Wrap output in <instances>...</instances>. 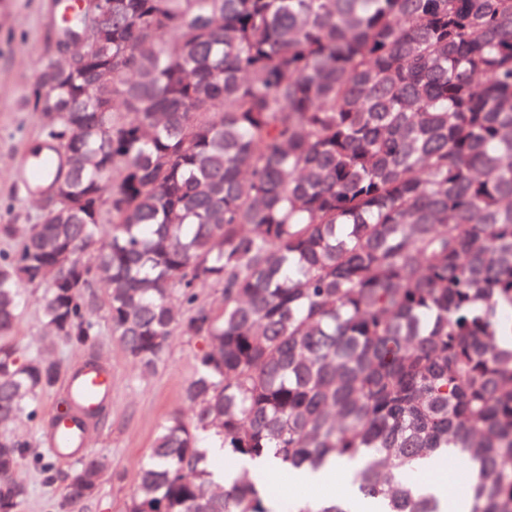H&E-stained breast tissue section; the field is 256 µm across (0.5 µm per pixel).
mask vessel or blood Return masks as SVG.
Returning <instances> with one entry per match:
<instances>
[{
	"instance_id": "obj_1",
	"label": "vessel or blood",
	"mask_w": 512,
	"mask_h": 512,
	"mask_svg": "<svg viewBox=\"0 0 512 512\" xmlns=\"http://www.w3.org/2000/svg\"><path fill=\"white\" fill-rule=\"evenodd\" d=\"M55 158L38 150L27 151L22 160L24 174L43 172L53 167ZM66 395L71 411L56 421L49 435L50 451L55 458L76 459L88 451V423L99 413L112 396V374L98 362H86L66 378Z\"/></svg>"
}]
</instances>
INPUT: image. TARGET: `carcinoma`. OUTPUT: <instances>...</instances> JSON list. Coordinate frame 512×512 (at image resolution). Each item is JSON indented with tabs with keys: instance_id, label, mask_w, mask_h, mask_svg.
<instances>
[{
	"instance_id": "1",
	"label": "carcinoma",
	"mask_w": 512,
	"mask_h": 512,
	"mask_svg": "<svg viewBox=\"0 0 512 512\" xmlns=\"http://www.w3.org/2000/svg\"><path fill=\"white\" fill-rule=\"evenodd\" d=\"M33 107L58 157L42 222L0 252V512L28 496L9 434L90 355L96 315L151 374L198 343L126 512H271L205 444L355 494L292 512H438L411 467L473 466L512 512V0H98ZM45 287L44 348L13 336ZM104 289L101 300L97 289ZM213 288L219 307L199 301ZM109 469L80 458L63 512ZM348 464L341 462L338 464L330 465L326 470L319 472H311L306 468H301L295 472V475L291 477V480L296 485H321L323 481L328 479L333 474H336V470L346 471Z\"/></svg>"
}]
</instances>
